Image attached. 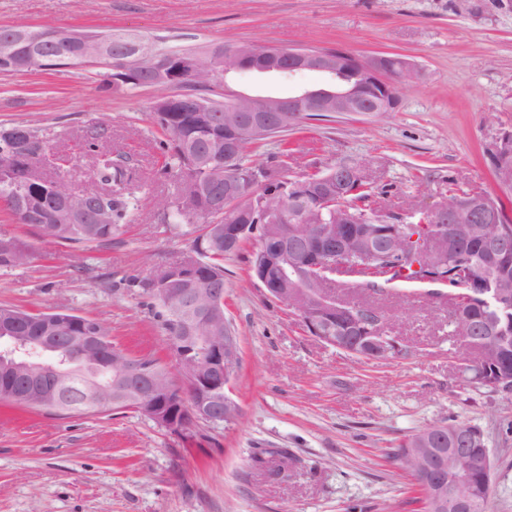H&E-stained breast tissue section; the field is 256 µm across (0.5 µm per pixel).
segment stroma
<instances>
[{"mask_svg":"<svg viewBox=\"0 0 512 512\" xmlns=\"http://www.w3.org/2000/svg\"><path fill=\"white\" fill-rule=\"evenodd\" d=\"M134 33L196 50L249 43L339 48L360 59L398 55L420 76L381 116L332 113L251 146L260 167L287 157L297 179L359 165L369 204L407 216L450 191L497 194L486 147L512 131V0H0V26ZM159 88H102L95 68L0 72V126L29 124L48 138L46 170L72 192L93 183L84 143L100 129L132 181L131 220L112 243L74 251L39 237L0 207V234L33 247L0 267V305L67 310L95 319L113 345L177 363L131 278L179 262L201 220H163L180 176L151 119ZM256 241L224 259V315L238 338L233 423L195 422L177 435L132 411L57 417L0 405V512H422L412 475L391 452L430 424L456 418L482 428L494 465L486 512H512V395L469 384V351L448 323L451 287L391 282L375 292L336 273L338 299L380 307L413 354L358 359L310 336L250 272ZM260 448L297 460L283 478L253 467Z\"/></svg>","mask_w":512,"mask_h":512,"instance_id":"1","label":"stroma"}]
</instances>
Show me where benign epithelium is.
<instances>
[{"label": "benign epithelium", "mask_w": 512, "mask_h": 512, "mask_svg": "<svg viewBox=\"0 0 512 512\" xmlns=\"http://www.w3.org/2000/svg\"><path fill=\"white\" fill-rule=\"evenodd\" d=\"M13 37L0 45V52L12 59L19 73L32 71L46 64V59L20 51V46L33 40L52 42L56 33L44 30L34 36L31 28L12 26ZM83 49V60L107 62L112 70V80L139 86L171 89L189 80L194 85L213 88L217 84L243 72L274 74L292 78L306 70L319 72L325 84L319 88L301 89L294 96L283 99L268 94H248L229 90L232 104L224 110V159L211 161L214 177L220 178L237 161L244 142L267 139L295 127L311 113L319 112H375L383 115L396 103L399 86L413 81L419 73L417 66L407 60L397 68L385 64L382 57L362 62L342 52H328L316 48H280L235 44L219 49L212 47L198 50L173 62L154 64L148 80L141 78V71L128 61L139 58L141 40L136 37L110 39L109 35L80 31L71 34ZM360 69L368 83H353L347 75L351 69ZM308 200V211L317 222L306 227L284 223L288 202ZM358 203L348 199V194L331 193L327 177H308L303 181L289 180L272 185L261 174H254L237 184H226L224 198L213 202L212 207L222 209L228 224L224 225V252L238 251L247 239L260 236L272 238L277 244L274 259L277 276L274 283L267 281L263 253L253 256L254 277L274 299L288 305L303 323L306 331L322 342L338 349L345 348L342 337L335 335L334 321L344 318L357 336L353 339L354 353L363 359L399 357L400 340L390 334L388 326L376 318L367 320L362 312L349 303L339 300L327 288L328 275L350 268L347 260L364 254L376 253L374 245L381 243L388 253L410 255L413 268L416 260H438L446 257L443 248L448 229L458 222L459 207L443 202L424 212L438 221L432 233L424 240L408 236L411 225H364L353 235L346 234V225L358 219ZM259 212L257 224H239L244 213ZM475 229L474 238L485 254L498 266L512 263V228L498 223L497 199L482 195L471 203L469 216ZM419 241L417 249H402L407 242ZM461 286L470 296L490 308L507 312L512 309V294L505 288H494L491 283L472 274L469 265L458 269ZM205 307L208 323L199 328L198 336H182L171 342L180 369L179 378L168 371L144 370L142 361L114 348L105 355L103 337L84 336L79 347L82 360L92 363L105 362L115 370L113 385L104 389L82 381L87 397L95 403H110L119 409H133L151 418L159 426L182 433L195 421L231 423L240 414L238 403L230 396V387L236 377L240 351L237 336L229 324H224V335H208L211 327L224 318V289L195 288L184 297L183 309L191 314ZM28 342L44 351H58L62 340L58 336H32ZM479 362L493 367L488 374H480L473 382L493 393H512V376L494 367L491 356L479 355ZM35 394L44 395L40 382L25 381L24 388L9 392V397L28 402ZM436 429L430 428L412 439L406 448L405 464L420 480L423 491L424 512H473L478 503L459 492L472 481L474 474L481 475L484 484L492 482L493 463L486 448L484 434L469 423L448 427V435L463 441L464 448L446 451L430 447ZM483 448L475 455L471 447Z\"/></svg>", "instance_id": "1"}]
</instances>
